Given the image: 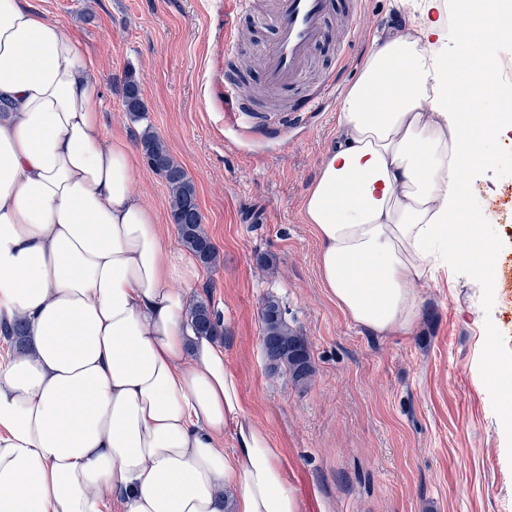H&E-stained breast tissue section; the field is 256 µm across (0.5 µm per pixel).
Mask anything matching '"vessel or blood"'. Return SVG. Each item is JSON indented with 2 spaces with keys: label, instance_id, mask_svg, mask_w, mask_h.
<instances>
[{
  "label": "vessel or blood",
  "instance_id": "vessel-or-blood-1",
  "mask_svg": "<svg viewBox=\"0 0 512 512\" xmlns=\"http://www.w3.org/2000/svg\"><path fill=\"white\" fill-rule=\"evenodd\" d=\"M358 0H273L271 20L276 37L268 50L264 71L269 88L283 90L297 85L313 50L326 34L332 13L357 14ZM224 103L229 111L251 121V108L233 80L224 82Z\"/></svg>",
  "mask_w": 512,
  "mask_h": 512
}]
</instances>
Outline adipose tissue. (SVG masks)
I'll return each instance as SVG.
<instances>
[{"instance_id":"1","label":"adipose tissue","mask_w":512,"mask_h":512,"mask_svg":"<svg viewBox=\"0 0 512 512\" xmlns=\"http://www.w3.org/2000/svg\"><path fill=\"white\" fill-rule=\"evenodd\" d=\"M447 49L422 0L365 58L305 200L323 288L377 335L413 330L432 259L461 262L460 173L495 164L481 144L503 126L468 89L493 95L496 73ZM101 107L73 39L0 0V327L31 342L0 362V512H300L223 346L191 327L195 268L133 192L135 151L105 137Z\"/></svg>"}]
</instances>
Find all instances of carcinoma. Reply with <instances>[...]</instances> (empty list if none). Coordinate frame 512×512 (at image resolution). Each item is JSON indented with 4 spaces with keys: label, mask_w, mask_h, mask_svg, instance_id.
<instances>
[{
    "label": "carcinoma",
    "mask_w": 512,
    "mask_h": 512,
    "mask_svg": "<svg viewBox=\"0 0 512 512\" xmlns=\"http://www.w3.org/2000/svg\"><path fill=\"white\" fill-rule=\"evenodd\" d=\"M123 99L125 109L133 120L146 119L139 82L132 76L127 77L124 83ZM140 147L148 166L166 184L172 221L177 226L182 246L203 266L217 265L219 254L203 228L193 180L170 154L164 141L150 130L143 131ZM261 315V342L263 350L268 354L270 369L287 372L297 383L307 381L313 373L307 343L288 326L279 298L274 295L267 296L262 304ZM189 318L196 333L219 336L220 316L206 301L192 303Z\"/></svg>",
    "instance_id": "cac0c4a2"
}]
</instances>
